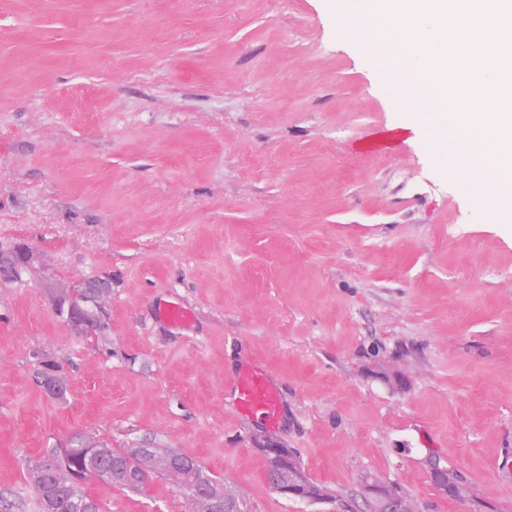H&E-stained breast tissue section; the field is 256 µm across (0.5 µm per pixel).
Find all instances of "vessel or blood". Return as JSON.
I'll use <instances>...</instances> for the list:
<instances>
[{
  "mask_svg": "<svg viewBox=\"0 0 512 512\" xmlns=\"http://www.w3.org/2000/svg\"><path fill=\"white\" fill-rule=\"evenodd\" d=\"M232 386L239 413L261 418L270 427L278 423L282 413L281 393L265 371L243 367L236 372Z\"/></svg>",
  "mask_w": 512,
  "mask_h": 512,
  "instance_id": "b4317fda",
  "label": "vessel or blood"
}]
</instances>
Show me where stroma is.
Listing matches in <instances>:
<instances>
[{"label":"stroma","instance_id":"stroma-1","mask_svg":"<svg viewBox=\"0 0 512 512\" xmlns=\"http://www.w3.org/2000/svg\"><path fill=\"white\" fill-rule=\"evenodd\" d=\"M410 119L334 0H0V244L112 279L103 340L68 328L40 273L0 285L13 512H38L25 459L75 433L189 454L249 512H339L270 488L272 443L345 494L370 472L423 512H512V228L425 137L370 145ZM250 362L281 392L277 428L224 385ZM430 456L474 499L441 497ZM88 490L106 512H184L159 478Z\"/></svg>","mask_w":512,"mask_h":512}]
</instances>
